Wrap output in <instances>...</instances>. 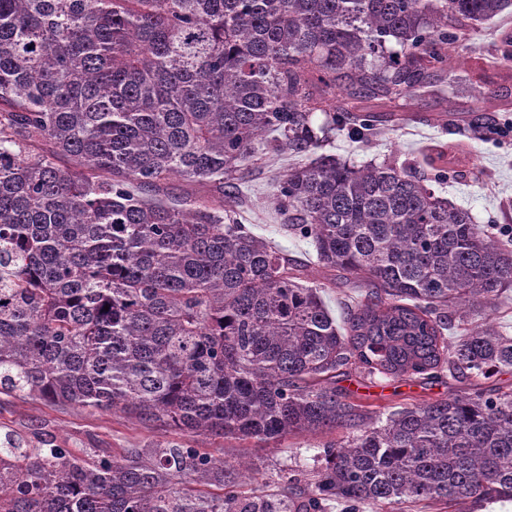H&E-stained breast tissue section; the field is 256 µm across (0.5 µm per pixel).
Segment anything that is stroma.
<instances>
[{
	"instance_id": "1",
	"label": "stroma",
	"mask_w": 512,
	"mask_h": 512,
	"mask_svg": "<svg viewBox=\"0 0 512 512\" xmlns=\"http://www.w3.org/2000/svg\"><path fill=\"white\" fill-rule=\"evenodd\" d=\"M505 28L512 30V14H503L471 34V59L449 66V77L457 90L455 98L441 94L409 102L403 107L407 120L401 126L384 128L367 145L349 138L347 133H339L330 147L331 152L360 163L380 162L393 154L399 161L415 163L426 172L431 169V158L445 153L461 176L436 186L437 195L467 209L476 223L492 225L495 232L505 236L512 234V136L487 139L469 132L446 130L435 120L436 114L444 111L449 101L475 105V98L466 92L474 71H482L486 81L506 84L505 72L496 54L498 34ZM294 162V157L279 153L266 155L263 163L249 165L233 216L289 259L302 263L305 281L324 285L323 298L332 315L337 317L342 313L343 302L352 297V289L342 283L331 284L330 273L316 264L312 242L288 233L273 203L274 177L286 173ZM344 385L356 392L371 410L435 399L451 391L461 394L466 390L465 385L456 382L397 383L379 376L364 379L355 375L345 380ZM8 430L28 437L36 432L51 433L59 443L77 454L92 448L110 451L150 448L181 438L177 430L149 427L120 413L72 407L59 409L38 400L20 401L0 395V433ZM328 440L325 434L303 433L288 436L277 445L258 443L244 452L229 442L216 445L214 454L232 460L239 453H246L260 469L257 484L260 492L280 493L287 488L289 478L294 477L298 480L299 491L306 497L314 487V475L321 465L319 452Z\"/></svg>"
}]
</instances>
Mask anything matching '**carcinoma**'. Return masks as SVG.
Masks as SVG:
<instances>
[{
    "label": "carcinoma",
    "instance_id": "cac0c4a2",
    "mask_svg": "<svg viewBox=\"0 0 512 512\" xmlns=\"http://www.w3.org/2000/svg\"><path fill=\"white\" fill-rule=\"evenodd\" d=\"M512 0H0V395L121 412L191 440L95 448L0 438V512H399L512 500V336L486 309L512 288V244L393 157L324 152L403 117L448 82L470 33ZM512 68V31L498 38ZM478 98L508 95L478 78ZM324 114L316 127L313 115ZM496 135L478 108L437 116ZM265 149L288 231L362 298L339 323L321 286L231 219ZM179 177L209 188L174 198ZM109 310H104V306ZM481 325L447 332L473 316ZM356 370L469 392L365 421L336 386ZM334 432L315 491L290 504L218 459Z\"/></svg>",
    "mask_w": 512,
    "mask_h": 512
}]
</instances>
